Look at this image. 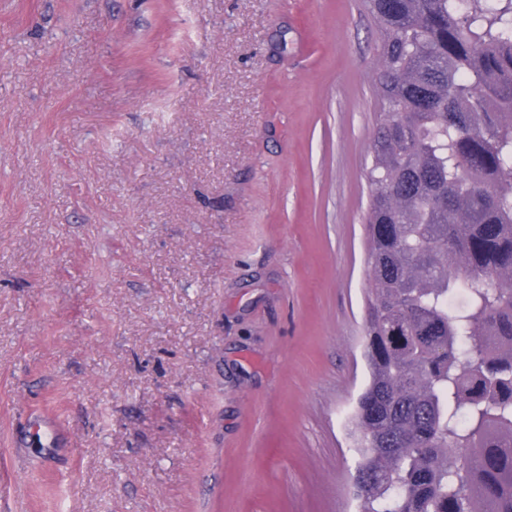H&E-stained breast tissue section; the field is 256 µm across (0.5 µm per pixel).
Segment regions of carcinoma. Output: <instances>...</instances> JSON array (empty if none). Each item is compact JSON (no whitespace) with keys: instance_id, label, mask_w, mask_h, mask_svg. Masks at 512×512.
Returning <instances> with one entry per match:
<instances>
[{"instance_id":"cac0c4a2","label":"carcinoma","mask_w":512,"mask_h":512,"mask_svg":"<svg viewBox=\"0 0 512 512\" xmlns=\"http://www.w3.org/2000/svg\"><path fill=\"white\" fill-rule=\"evenodd\" d=\"M363 4L381 112L350 492L357 512H512V0Z\"/></svg>"}]
</instances>
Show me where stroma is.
Returning <instances> with one entry per match:
<instances>
[{"instance_id":"1","label":"stroma","mask_w":512,"mask_h":512,"mask_svg":"<svg viewBox=\"0 0 512 512\" xmlns=\"http://www.w3.org/2000/svg\"><path fill=\"white\" fill-rule=\"evenodd\" d=\"M359 0H0V512H355Z\"/></svg>"}]
</instances>
